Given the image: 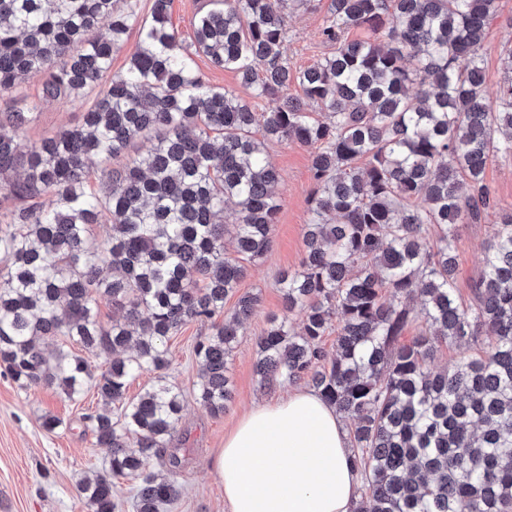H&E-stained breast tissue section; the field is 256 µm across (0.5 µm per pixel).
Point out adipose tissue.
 <instances>
[{"label":"adipose tissue","mask_w":512,"mask_h":512,"mask_svg":"<svg viewBox=\"0 0 512 512\" xmlns=\"http://www.w3.org/2000/svg\"><path fill=\"white\" fill-rule=\"evenodd\" d=\"M211 468L226 512H353L358 498L342 418L300 384L246 414Z\"/></svg>","instance_id":"ef3b65f1"}]
</instances>
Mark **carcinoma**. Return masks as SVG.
Returning <instances> with one entry per match:
<instances>
[{
  "mask_svg": "<svg viewBox=\"0 0 512 512\" xmlns=\"http://www.w3.org/2000/svg\"><path fill=\"white\" fill-rule=\"evenodd\" d=\"M311 2L209 0L187 42L171 0L146 13L140 0H0V100L31 79L41 101L94 92L81 124L38 142H23L33 113L0 109V191L13 202L0 214V366L21 389L78 403L93 388L113 405L83 415L109 449L108 467L77 483L88 512H118L120 476L137 479L135 512L181 495L168 444L185 394L157 383L127 399L167 364L171 337L210 324L193 347L195 400L218 417L234 399L229 360L260 297L239 295L229 315L224 302L273 243L271 141L311 149L316 189L304 259L278 280L286 314L256 340L260 387L304 381L352 423L354 512H512V209L492 225L469 301L455 286L457 230L494 207L486 165L512 161V48L493 101L483 59L496 0H329L331 52L297 70L283 54L288 15ZM365 26L372 37L348 38ZM200 55L272 107L210 84ZM137 138L150 147L132 155ZM97 224L111 229L101 243ZM57 337L108 368L41 346ZM444 347L457 356L436 371ZM150 460L161 471H145Z\"/></svg>",
  "mask_w": 512,
  "mask_h": 512,
  "instance_id": "carcinoma-1",
  "label": "carcinoma"
}]
</instances>
